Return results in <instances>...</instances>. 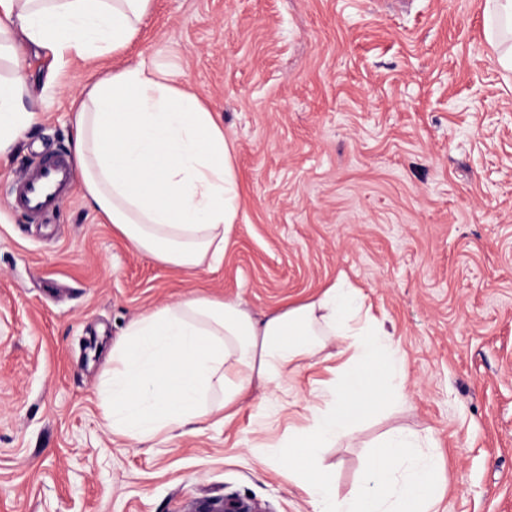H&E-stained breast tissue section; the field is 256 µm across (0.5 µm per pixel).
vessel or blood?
Listing matches in <instances>:
<instances>
[{
	"label": "vessel or blood",
	"instance_id": "b4317fda",
	"mask_svg": "<svg viewBox=\"0 0 512 512\" xmlns=\"http://www.w3.org/2000/svg\"><path fill=\"white\" fill-rule=\"evenodd\" d=\"M67 156L55 153L33 162L12 186L9 204L28 220L42 221L59 210L73 188Z\"/></svg>",
	"mask_w": 512,
	"mask_h": 512
}]
</instances>
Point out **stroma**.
<instances>
[{
    "instance_id": "obj_1",
    "label": "stroma",
    "mask_w": 512,
    "mask_h": 512,
    "mask_svg": "<svg viewBox=\"0 0 512 512\" xmlns=\"http://www.w3.org/2000/svg\"><path fill=\"white\" fill-rule=\"evenodd\" d=\"M487 0H154L116 53L55 62L14 42L47 107L0 164V512H193L234 497L309 512L286 461L314 381L291 366L270 413L253 382L227 425L139 442L106 427L107 355L141 314L194 295L262 319L339 276L405 353L401 400L322 453L359 490L378 441L433 437L436 512H512V72ZM145 60L178 70L234 146L246 200L218 266L179 269L130 246L74 192L48 223L12 214L25 164L71 147L73 96Z\"/></svg>"
}]
</instances>
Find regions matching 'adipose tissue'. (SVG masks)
I'll use <instances>...</instances> for the list:
<instances>
[{
	"label": "adipose tissue",
	"mask_w": 512,
	"mask_h": 512,
	"mask_svg": "<svg viewBox=\"0 0 512 512\" xmlns=\"http://www.w3.org/2000/svg\"><path fill=\"white\" fill-rule=\"evenodd\" d=\"M153 0H0V162L8 161L41 104L13 53L15 33L58 61L126 48ZM72 151L87 206L134 248L175 268L214 267L244 201L232 143L199 96L140 60L97 79L71 101ZM360 289L337 281L315 301L257 321L240 303L189 296L140 315L109 356L101 397L113 433L146 441L222 423L253 381L281 388L289 366L342 342L331 384L315 383L292 469L312 512H432L442 495L425 440L398 430L367 461L364 484L342 496L321 465L324 448L353 440L377 401L399 396L408 362L372 327Z\"/></svg>",
	"instance_id": "adipose-tissue-1"
}]
</instances>
